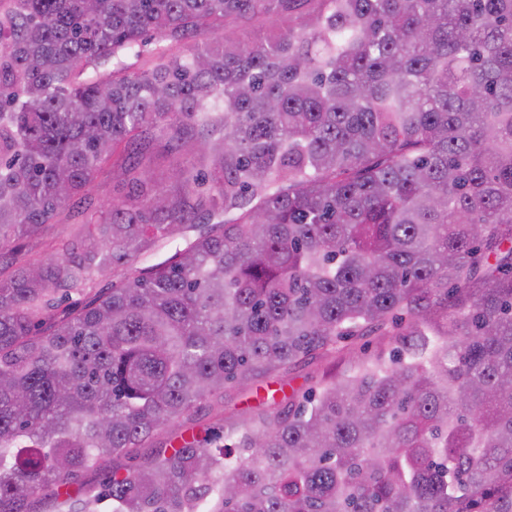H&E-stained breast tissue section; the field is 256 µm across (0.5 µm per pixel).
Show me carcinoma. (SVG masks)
Returning a JSON list of instances; mask_svg holds the SVG:
<instances>
[{"mask_svg": "<svg viewBox=\"0 0 512 512\" xmlns=\"http://www.w3.org/2000/svg\"><path fill=\"white\" fill-rule=\"evenodd\" d=\"M154 128L207 174L179 163L19 261L111 157L153 183ZM5 257L0 512L103 457L79 512H512V0H0ZM371 335L402 340L120 463L226 388ZM112 284V273L107 276L93 278L82 289H73L68 296L60 303L59 309H71L85 303L95 293L109 288Z\"/></svg>", "mask_w": 512, "mask_h": 512, "instance_id": "1", "label": "carcinoma"}]
</instances>
